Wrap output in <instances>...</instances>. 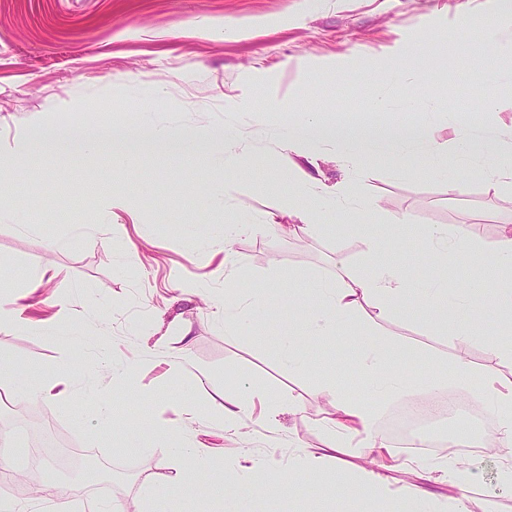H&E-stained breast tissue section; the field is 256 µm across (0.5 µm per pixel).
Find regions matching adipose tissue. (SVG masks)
<instances>
[{"label": "adipose tissue", "mask_w": 512, "mask_h": 512, "mask_svg": "<svg viewBox=\"0 0 512 512\" xmlns=\"http://www.w3.org/2000/svg\"><path fill=\"white\" fill-rule=\"evenodd\" d=\"M40 130L43 141L58 151L96 149L119 139L133 145L171 142L177 135L171 125H143L123 133L85 123L70 126L44 124ZM375 141L386 145L388 161L394 166L416 147L434 158L440 170H447L452 165L445 143L435 140L425 129L412 126L346 128L326 124L308 110L283 138L290 155L305 159L311 158L325 142L337 143L344 158L353 159L358 157L364 145ZM462 151L475 168L484 171L488 177L512 185L511 125L496 129L491 146L466 140L462 143ZM295 176L308 188L316 189L317 204L308 209L299 199L289 198V209L302 212L307 222L300 226L283 225V232H313L310 218L327 209L343 213H365L370 209L369 203L360 200L347 186L339 184L331 189H320L317 178L300 166L296 167ZM422 244L427 259L437 271L436 276L409 282L390 249L388 233L382 232L369 241L370 273L353 274L348 260L338 257L335 278L320 281L309 290L308 311L300 317L295 313L289 316L288 328L280 338V352L289 366L299 371L309 370L308 349L314 339H334L351 331L359 350L362 378L377 392L376 401H365L344 393L336 384H325V392L333 399L327 419L331 431L329 440L324 447L300 452L294 460L293 473L303 480L324 481L340 497L364 495L391 500L395 512H468L465 492L472 483V471L466 462L459 460L457 453L430 463L415 462L408 469L409 481L399 487H392L388 480L387 460L393 457L394 451L389 441L376 432L375 424L380 404L400 395L407 387L405 379L386 371V362L392 356L406 357L409 349L389 336L382 324L404 314L403 302L409 295L413 296L421 317L435 327L443 319V307H467V294L478 293L485 301V308L471 311L472 328L482 329L485 311L495 313L492 333L500 338L499 358L512 367V343L507 340L512 334V280L497 288L487 285L491 273L512 269V226L503 225L491 248L484 247L476 238L445 229L427 231ZM459 257L472 271L468 289L464 292L448 282V263ZM267 298V293L262 292L250 298L247 306L227 303L218 307L216 314L224 321L226 335H237L249 328L254 318L269 316ZM454 372L467 378L470 392L483 402L496 423L494 444L487 449L500 461L501 484L512 489V378L502 376L496 370L475 369L463 358L456 359ZM345 447L359 449L370 458V469L359 478H349L335 466L336 449ZM169 454L176 466L177 487L203 492L217 508L232 494L233 486L226 482L224 475H217L208 483L200 480L201 472L214 467L210 449L175 438L169 445ZM433 478L448 485L449 495L439 496L421 487V480Z\"/></svg>", "instance_id": "obj_1"}]
</instances>
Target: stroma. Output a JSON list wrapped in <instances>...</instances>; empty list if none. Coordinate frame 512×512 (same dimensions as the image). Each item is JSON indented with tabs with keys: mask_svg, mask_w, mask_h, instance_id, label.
<instances>
[{
	"mask_svg": "<svg viewBox=\"0 0 512 512\" xmlns=\"http://www.w3.org/2000/svg\"><path fill=\"white\" fill-rule=\"evenodd\" d=\"M0 0V298L17 302L31 325L0 331V356L16 369L18 389L0 390L6 404L41 413L70 447L95 459L112 478L122 512H147L150 501L178 499L181 512L211 505L168 481L154 499L140 490L145 474L168 460L171 436L184 433L210 448L237 484L228 502L236 512H391L390 502L362 497L332 500L319 486L267 498L247 473L262 459L287 474L297 453L323 447L322 420L332 409L322 390L332 378L358 397V355L349 340L316 341L313 372L278 357L280 322L288 293L317 278L336 276L345 256L367 272L369 237L405 218L423 229L458 227L494 245L512 221V189L468 169L440 176L428 159L409 158L393 170L379 154L340 162L335 144L320 145L310 173L326 185H349L372 206L360 220L344 213L320 217L315 234L244 232L225 240V225L249 215L299 223L288 213L289 194L301 188L280 146L297 113L312 109L333 123L416 124L449 152L461 146V125L481 129L512 122V50L484 56L490 42L512 34V0ZM418 48L411 86L387 78L384 57ZM501 74V107L486 111L487 71ZM382 84L394 109L372 112L368 101ZM91 122L118 129L172 124L183 133L239 136V152L253 167L241 175L215 161L210 149L180 154L163 148L130 154L116 166L109 149L60 152L35 142V124ZM34 144L22 158L14 148ZM226 186L223 208L209 190ZM118 232H111V225ZM69 239L47 253V241ZM240 261L234 286L251 295L275 281L268 304L277 319L258 320L226 338L224 322L186 284L224 299V251ZM51 281H41L44 267ZM385 330L414 348L395 368L411 385L377 421L386 433L393 408L432 397L426 383L435 366L462 357L479 369L501 365L493 336L468 337L467 319L449 313L446 325L425 328L413 300ZM79 315L95 319L85 348L43 335L46 324ZM105 350L108 363L96 360ZM131 365L126 388L112 371ZM83 371L85 380L66 401L33 398L28 387L44 371ZM249 380L278 393L274 407L256 404L237 431L221 420L226 391ZM121 426L97 429L101 401ZM10 451L0 480L27 475L28 426L0 411V436ZM469 464L472 512L485 500L512 512V490L499 480V461L478 452Z\"/></svg>",
	"mask_w": 512,
	"mask_h": 512,
	"instance_id": "1",
	"label": "stroma"
}]
</instances>
